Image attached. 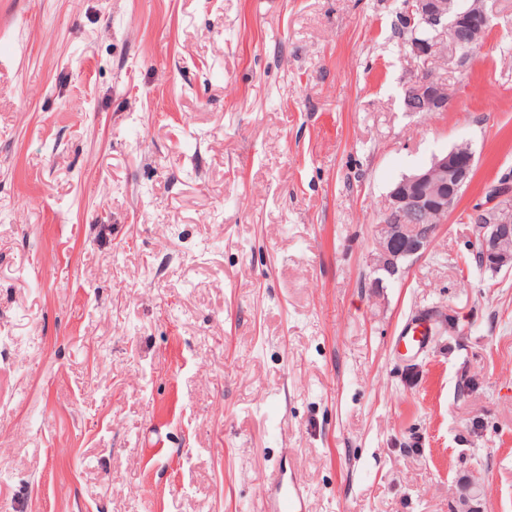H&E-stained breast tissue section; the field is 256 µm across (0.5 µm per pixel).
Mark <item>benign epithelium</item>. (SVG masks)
Wrapping results in <instances>:
<instances>
[{
  "label": "benign epithelium",
  "mask_w": 512,
  "mask_h": 512,
  "mask_svg": "<svg viewBox=\"0 0 512 512\" xmlns=\"http://www.w3.org/2000/svg\"><path fill=\"white\" fill-rule=\"evenodd\" d=\"M412 30L411 53L420 74L406 87L407 112H439L448 96L431 76L432 60L447 47L473 53L483 49L492 29V10L485 0L462 6L460 0H404L402 15ZM475 154L467 145L434 156L429 166L404 176L390 191L383 217L399 216L397 224H383L372 259L378 274L371 284L400 274L408 260L423 255L437 231L436 215L446 216L457 203L459 191L469 184ZM493 214L486 224L474 225L475 253L480 265L494 272L512 270V186H493L492 196L473 212ZM487 493L483 484L464 480L459 485L455 512H481Z\"/></svg>",
  "instance_id": "7a95c632"
}]
</instances>
